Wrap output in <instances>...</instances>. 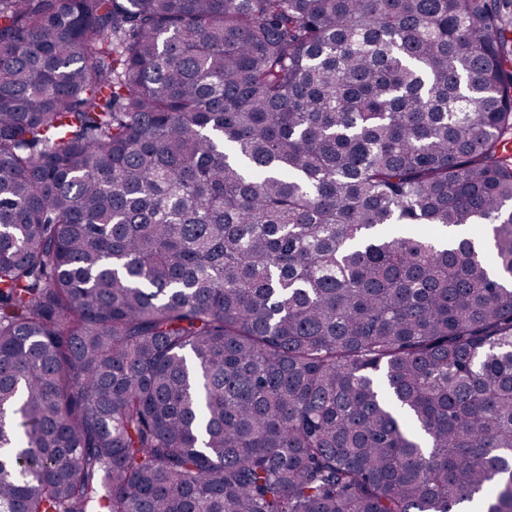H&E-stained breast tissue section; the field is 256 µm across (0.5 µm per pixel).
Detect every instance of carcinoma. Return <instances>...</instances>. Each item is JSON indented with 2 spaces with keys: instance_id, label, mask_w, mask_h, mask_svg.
<instances>
[{
  "instance_id": "obj_1",
  "label": "carcinoma",
  "mask_w": 512,
  "mask_h": 512,
  "mask_svg": "<svg viewBox=\"0 0 512 512\" xmlns=\"http://www.w3.org/2000/svg\"><path fill=\"white\" fill-rule=\"evenodd\" d=\"M512 0H0V512H512Z\"/></svg>"
}]
</instances>
